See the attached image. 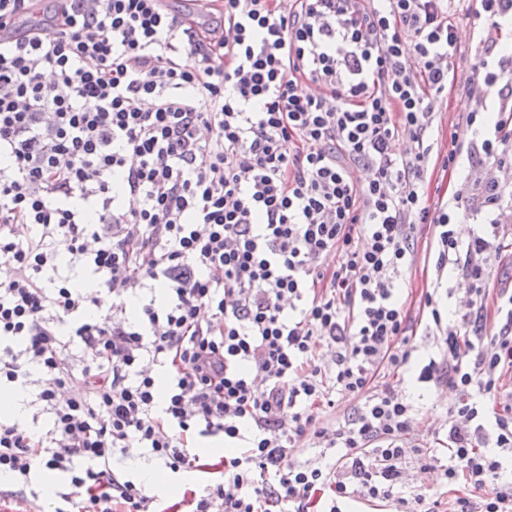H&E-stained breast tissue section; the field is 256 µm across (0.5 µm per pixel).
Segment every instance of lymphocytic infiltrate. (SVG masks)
<instances>
[{
  "label": "lymphocytic infiltrate",
  "mask_w": 512,
  "mask_h": 512,
  "mask_svg": "<svg viewBox=\"0 0 512 512\" xmlns=\"http://www.w3.org/2000/svg\"><path fill=\"white\" fill-rule=\"evenodd\" d=\"M38 2L0 0V385L33 395L27 420H0V474L66 475L55 512H154L114 465L136 448L205 474L191 512H512L511 288L486 329L512 185L480 184L491 220L465 242L422 190L456 0H213L206 22L170 0H50L40 19ZM486 55L497 118L474 136L469 113L443 168L465 149L512 171V81ZM427 225L468 299L452 315L423 293L421 354L396 280ZM406 372L455 392L447 449L414 442L388 381ZM211 436L239 453L201 463ZM412 466L444 492L403 494ZM509 190L510 189L507 190V192L503 198V201H502V206L500 207V210H499V213H500L499 219L502 222L501 224L508 225L505 227V231H504L505 235L503 238H500V240H498V239L494 240L493 238L491 239V242L493 243V248L490 253L491 255L489 258V263L493 270V277L491 278V282H490V288L491 289L494 288L491 290V293H493V295H495V293H496L495 288H500L498 279L501 274V263H499V258L495 259V247L500 242V247H501V249L504 250L502 253V257L504 254H510V251L512 253V195L510 198Z\"/></svg>",
  "instance_id": "obj_1"
}]
</instances>
